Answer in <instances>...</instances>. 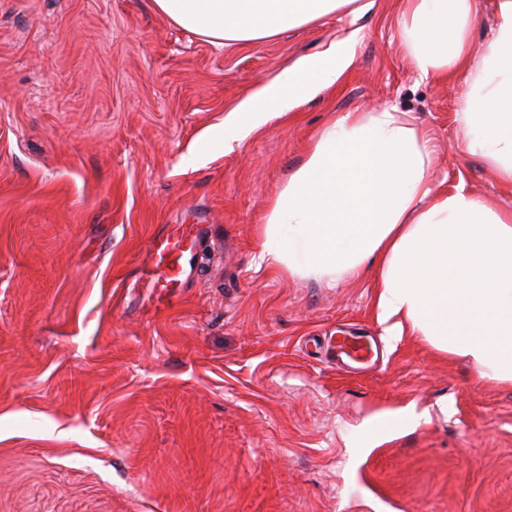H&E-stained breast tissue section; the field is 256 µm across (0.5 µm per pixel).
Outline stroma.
I'll list each match as a JSON object with an SVG mask.
<instances>
[{"label":"stroma","mask_w":512,"mask_h":512,"mask_svg":"<svg viewBox=\"0 0 512 512\" xmlns=\"http://www.w3.org/2000/svg\"><path fill=\"white\" fill-rule=\"evenodd\" d=\"M399 0L216 46L153 0H0V512H512V385L382 337L379 264L333 279L260 261L265 217L332 118L394 106L432 138L443 192L512 211L457 113L468 72L418 81ZM352 38L336 89L233 151L261 83ZM192 231L160 306L150 241ZM429 420L359 453V426ZM336 347L337 357L344 363V359H347L368 365L372 362L376 363L378 359V346L376 344L373 346L371 342L366 344L360 342L357 338L339 337ZM375 357L376 359H374Z\"/></svg>","instance_id":"35a3bbf8"}]
</instances>
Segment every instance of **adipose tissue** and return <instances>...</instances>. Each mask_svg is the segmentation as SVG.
Masks as SVG:
<instances>
[{
    "mask_svg": "<svg viewBox=\"0 0 512 512\" xmlns=\"http://www.w3.org/2000/svg\"><path fill=\"white\" fill-rule=\"evenodd\" d=\"M352 2L153 0L176 25L219 46L268 40ZM494 2L491 39L478 58L467 54L475 0H404L400 35L418 80L466 65L471 89L458 112L470 144L512 184V0ZM352 62L347 44H333L258 85L226 113L225 151L336 85ZM430 155L410 113L384 106L339 114L277 195L260 257L330 277L380 263L375 308L385 340L421 337L470 359L481 377L512 383V212L487 211L461 187L435 192Z\"/></svg>",
    "mask_w": 512,
    "mask_h": 512,
    "instance_id": "ef3b65f1",
    "label": "adipose tissue"
}]
</instances>
